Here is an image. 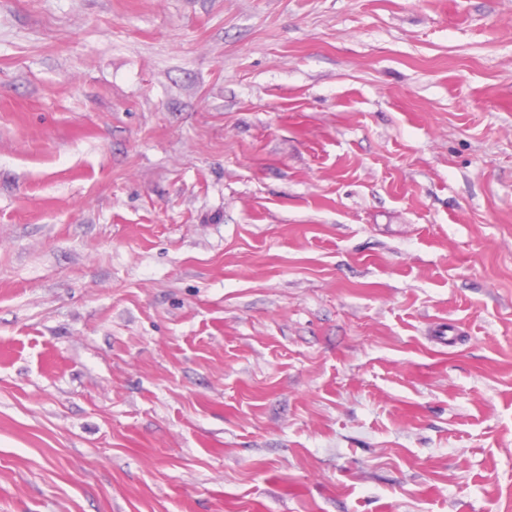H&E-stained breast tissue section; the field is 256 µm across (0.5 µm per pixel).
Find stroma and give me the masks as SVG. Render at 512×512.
<instances>
[{"label": "stroma", "mask_w": 512, "mask_h": 512, "mask_svg": "<svg viewBox=\"0 0 512 512\" xmlns=\"http://www.w3.org/2000/svg\"><path fill=\"white\" fill-rule=\"evenodd\" d=\"M0 512H512V0H0Z\"/></svg>", "instance_id": "1"}]
</instances>
